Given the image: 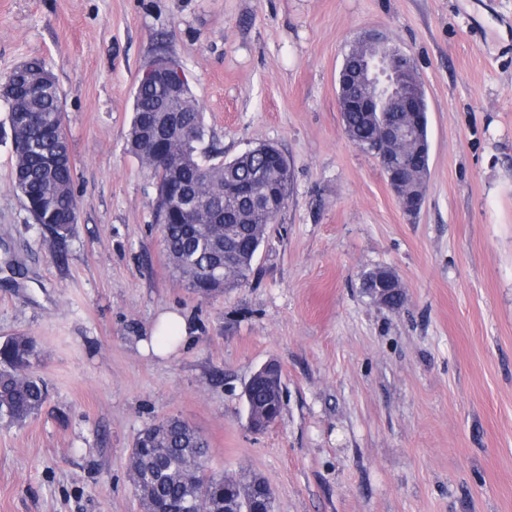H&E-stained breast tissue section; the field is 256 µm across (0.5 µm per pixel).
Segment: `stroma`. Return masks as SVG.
Segmentation results:
<instances>
[{"mask_svg": "<svg viewBox=\"0 0 512 512\" xmlns=\"http://www.w3.org/2000/svg\"><path fill=\"white\" fill-rule=\"evenodd\" d=\"M372 31L425 89L412 218L337 105L343 56ZM162 47L206 145L228 160L272 143L293 170L249 283L207 297L170 272L126 150ZM33 58L62 91L78 235L63 255L41 243L0 104V340L35 336L48 388L35 418L0 423V512H141L129 454L168 416L208 439L213 470L265 477L275 512H512V0H0V75ZM378 266L401 309L362 294ZM167 309L189 341L141 355ZM270 360L285 405L254 433L241 392ZM379 273L389 274L399 283V280H398L397 276L395 275V273L388 268L375 267V268L363 270V272L361 273V277H360V288H361L362 293L367 295L368 297H370L372 300H375V297H374L373 293L371 292L372 288H371L370 283L374 281V279L377 277V275ZM399 285H400V283H399ZM400 288H401V285H400ZM404 299H405L404 294H403L402 290L400 289L399 292L396 293V295L391 296L390 301L387 303L386 306L393 310L399 309L403 305Z\"/></svg>", "mask_w": 512, "mask_h": 512, "instance_id": "1", "label": "stroma"}]
</instances>
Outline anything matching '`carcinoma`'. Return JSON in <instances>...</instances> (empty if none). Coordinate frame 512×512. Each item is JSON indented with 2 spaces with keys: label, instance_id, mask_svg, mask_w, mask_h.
<instances>
[{
  "label": "carcinoma",
  "instance_id": "carcinoma-1",
  "mask_svg": "<svg viewBox=\"0 0 512 512\" xmlns=\"http://www.w3.org/2000/svg\"><path fill=\"white\" fill-rule=\"evenodd\" d=\"M34 80L14 86L9 73L0 83L13 87L26 102V111L10 117L15 189L38 226L42 244L62 252L75 237L78 206L74 193V166L59 108L61 91L56 80L40 87L36 80L49 73L40 59L28 61ZM164 91L143 84L133 96L132 117L127 133L129 152L150 170L156 186L154 214L168 264L179 279L194 292L209 295L246 284L252 272L254 254L266 240L270 225L276 223L288 200L289 181L264 182L279 196L254 204L235 186L251 182L260 170L273 171L288 162L282 151L275 156H236L224 162L209 152L199 153L206 131L202 112L190 90L169 101L184 129V136L169 143L167 156L142 141L144 129L159 117ZM350 140L369 152L372 129L361 112H342ZM193 195L197 213L217 216L209 224H172L165 209L178 194ZM234 253V276H224V249ZM380 273L394 275L385 267L361 273L363 294L373 297L371 282ZM38 342L33 336L16 334L0 342V421L24 425L39 414L47 399L45 381L32 370ZM210 446L195 428L178 418L158 420L138 435L130 453V478L144 512H224V503L234 506L244 491V481L209 470Z\"/></svg>",
  "mask_w": 512,
  "mask_h": 512
}]
</instances>
